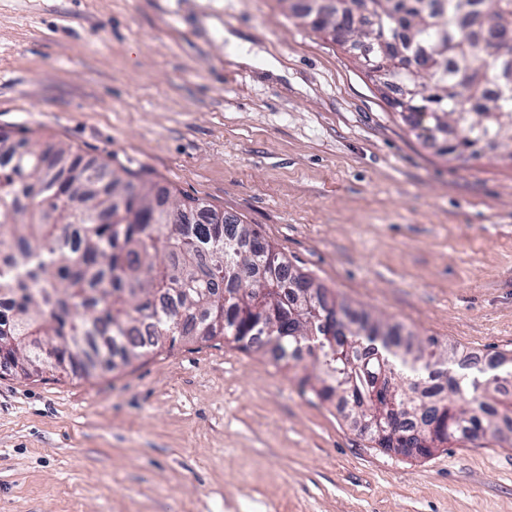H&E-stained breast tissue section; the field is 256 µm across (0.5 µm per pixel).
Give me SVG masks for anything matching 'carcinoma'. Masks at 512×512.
<instances>
[{
	"label": "carcinoma",
	"instance_id": "carcinoma-1",
	"mask_svg": "<svg viewBox=\"0 0 512 512\" xmlns=\"http://www.w3.org/2000/svg\"><path fill=\"white\" fill-rule=\"evenodd\" d=\"M377 26L351 28L348 37L426 48L422 66L399 71L404 57L375 45L372 60L396 77L389 105L410 110L412 124L443 132V155L480 156L489 143L512 153V89L489 92L512 67V0H371ZM481 43L470 29L478 19ZM0 168V340L11 354L32 358L29 341L52 346L60 360L89 354L128 361L149 348L194 334L228 336L239 348H257L265 336L281 358L301 349L308 336H324L326 298L312 278L295 273L269 243L243 224L197 222L170 234L157 223L154 185L111 172L99 190L90 173L72 161L67 178L54 171L51 153L22 139ZM125 186L124 213L112 215V183ZM181 314L170 331L168 313ZM336 344H323L300 379L325 400L336 399L358 420H384L402 410L403 439L373 427L385 449L410 441L427 456L434 448L478 433L512 427V396L486 377L447 375L429 384L425 372L439 363L435 339L391 349L394 330L380 321L349 320Z\"/></svg>",
	"mask_w": 512,
	"mask_h": 512
}]
</instances>
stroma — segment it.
Here are the masks:
<instances>
[{
    "mask_svg": "<svg viewBox=\"0 0 512 512\" xmlns=\"http://www.w3.org/2000/svg\"><path fill=\"white\" fill-rule=\"evenodd\" d=\"M302 0H0V133L146 175L354 316L512 361V159L444 157ZM222 336L0 370V512H512V431L378 448Z\"/></svg>",
    "mask_w": 512,
    "mask_h": 512,
    "instance_id": "35a3bbf8",
    "label": "stroma"
}]
</instances>
